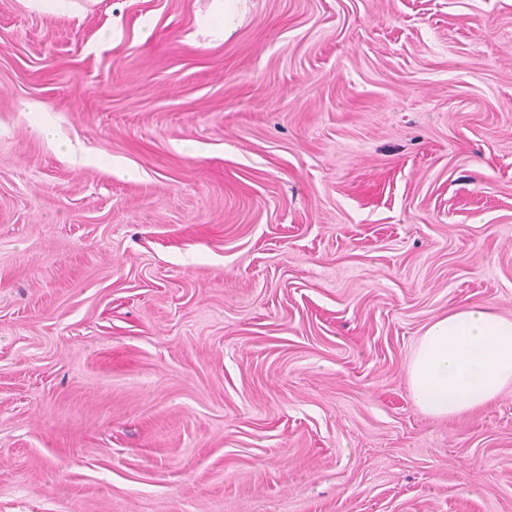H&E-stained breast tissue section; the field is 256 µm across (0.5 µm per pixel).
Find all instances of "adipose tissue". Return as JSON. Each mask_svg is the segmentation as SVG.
<instances>
[{"label": "adipose tissue", "mask_w": 512, "mask_h": 512, "mask_svg": "<svg viewBox=\"0 0 512 512\" xmlns=\"http://www.w3.org/2000/svg\"><path fill=\"white\" fill-rule=\"evenodd\" d=\"M407 382L416 404L437 418L484 406L512 384V320L478 308L436 318L412 350Z\"/></svg>", "instance_id": "adipose-tissue-1"}]
</instances>
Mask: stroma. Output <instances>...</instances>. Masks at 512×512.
I'll use <instances>...</instances> for the list:
<instances>
[{
    "label": "stroma",
    "mask_w": 512,
    "mask_h": 512,
    "mask_svg": "<svg viewBox=\"0 0 512 512\" xmlns=\"http://www.w3.org/2000/svg\"><path fill=\"white\" fill-rule=\"evenodd\" d=\"M76 2L0 0V512H512V386L406 374L512 319V0ZM407 382L416 404L433 417L484 406L512 384V320L478 308L436 318L412 350Z\"/></svg>",
    "instance_id": "1"
}]
</instances>
